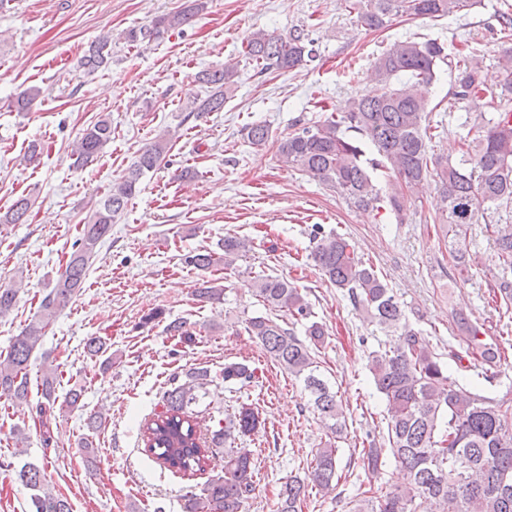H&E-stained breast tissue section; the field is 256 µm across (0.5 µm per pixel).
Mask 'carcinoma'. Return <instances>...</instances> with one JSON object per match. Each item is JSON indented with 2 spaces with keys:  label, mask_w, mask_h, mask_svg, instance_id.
I'll return each instance as SVG.
<instances>
[{
  "label": "carcinoma",
  "mask_w": 512,
  "mask_h": 512,
  "mask_svg": "<svg viewBox=\"0 0 512 512\" xmlns=\"http://www.w3.org/2000/svg\"><path fill=\"white\" fill-rule=\"evenodd\" d=\"M361 23L373 30L386 26L390 17L442 18L469 10L478 0H347ZM203 9L202 0H185L175 12L156 17L145 28L124 32L128 43L159 39L190 22ZM245 54L260 71L293 70L318 59L317 50L302 28L278 35L258 31L245 39ZM112 59V39L91 43L78 67L91 74ZM448 62L456 72L452 96L455 100L478 98L488 92L481 67L466 57H448L435 41H398L380 54L373 64L379 89L351 101L343 115L330 116L313 126L302 127L280 140L278 150L300 171L336 188L358 209L377 211L385 206L402 214L400 199L405 192L428 177L438 187L439 221L448 250L459 271L467 269L469 225L490 209L512 203V112L498 116L465 118L461 156L434 160L429 157L431 127L426 124L431 87L438 64ZM236 71L230 67L203 71L198 80L211 88L199 101L188 103L192 112H220L224 93L234 85ZM407 77L399 83L400 77ZM247 140L261 147L271 138L264 124L246 128ZM112 140V126L105 117L89 124L75 150V164L94 161ZM170 139L159 135L146 145L120 181L113 184L84 218L81 237L55 284L42 299L40 310L14 337L5 359L0 361V396L23 399L28 395L27 367L40 348L47 328L76 297L87 278L96 248L112 228L114 218L135 196L142 176L154 170L169 151ZM372 146L376 156H366ZM387 173L386 188L378 186L373 173ZM32 201L21 196L0 215L1 224H24ZM495 242L498 272L494 289L505 305H512V224H486ZM311 258L322 275L348 295L355 310L393 333L389 347L370 353V373L378 393L388 407L387 435L381 443L369 442L362 449L363 469L381 470L385 460H394L404 472V485L377 496L359 499L352 512H512V393L491 397L478 382L462 385L445 370L428 337L413 328L392 289L374 265L358 259L341 234L323 236L314 231ZM224 254L196 253L186 263L207 270L222 262L232 267L245 256L248 244L235 236L224 237ZM258 296L274 310L285 311L295 320L305 319V339L295 335L290 323L268 317L245 321L247 332L276 362L303 381L313 408L332 421L329 429L338 434L345 426V407L318 373L316 351L327 343L326 327L310 320L309 302L299 289L284 278L263 275L255 278ZM455 324L473 360L474 376L490 379L487 366L501 361L498 348L481 339V327L464 314ZM254 372L243 363L224 366V381L252 382ZM208 380L205 370L186 373V380L167 390L166 411L142 426L145 452L168 470L193 476L211 465L208 441L226 442L245 436L260 425L259 411L241 406L225 425L206 437L187 408L196 400L194 391ZM55 371L43 374L40 413L58 402ZM337 449L329 445L315 454L310 472L313 485L333 488L337 472ZM30 490L32 512H72L67 498L44 489L39 467L29 465L19 472ZM307 485L297 480L285 483L277 512H298L297 503L306 497ZM255 491L251 451L227 448L224 475L210 480L199 494H192L184 512H244Z\"/></svg>",
  "instance_id": "obj_1"
}]
</instances>
